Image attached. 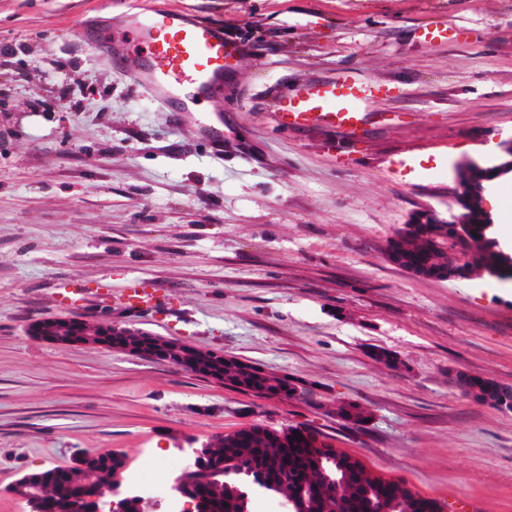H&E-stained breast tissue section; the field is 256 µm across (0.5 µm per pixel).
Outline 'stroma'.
<instances>
[{
	"mask_svg": "<svg viewBox=\"0 0 512 512\" xmlns=\"http://www.w3.org/2000/svg\"><path fill=\"white\" fill-rule=\"evenodd\" d=\"M112 2L0 0V512H26L8 491L23 473L80 454L179 465L244 426L297 423L444 512H512V411L454 381L512 386V280L421 278L386 256L413 212H447L458 164L491 163L512 136V0ZM172 5L245 47L220 141L89 45L117 11ZM344 74L393 89L360 131L274 121L273 95ZM508 199L512 177L483 207L512 252ZM133 280L155 306L126 302ZM51 316L121 321L308 394L30 336ZM342 401L369 421H342Z\"/></svg>",
	"mask_w": 512,
	"mask_h": 512,
	"instance_id": "stroma-1",
	"label": "stroma"
}]
</instances>
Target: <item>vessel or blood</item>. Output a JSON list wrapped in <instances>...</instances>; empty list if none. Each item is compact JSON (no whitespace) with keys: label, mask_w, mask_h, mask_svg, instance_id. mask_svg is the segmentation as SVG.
Instances as JSON below:
<instances>
[{"label":"vessel or blood","mask_w":512,"mask_h":512,"mask_svg":"<svg viewBox=\"0 0 512 512\" xmlns=\"http://www.w3.org/2000/svg\"><path fill=\"white\" fill-rule=\"evenodd\" d=\"M129 30L138 48L133 56L125 41ZM96 47L111 49L118 63L134 59V83L164 108L198 112L207 103L217 114L224 110V87L244 52L225 37L222 27L176 7L148 10L130 19L118 17L112 33ZM386 94L383 83L349 75L309 81L298 94L276 95L273 115L287 127L320 123L352 131L363 125L373 105Z\"/></svg>","instance_id":"1"}]
</instances>
